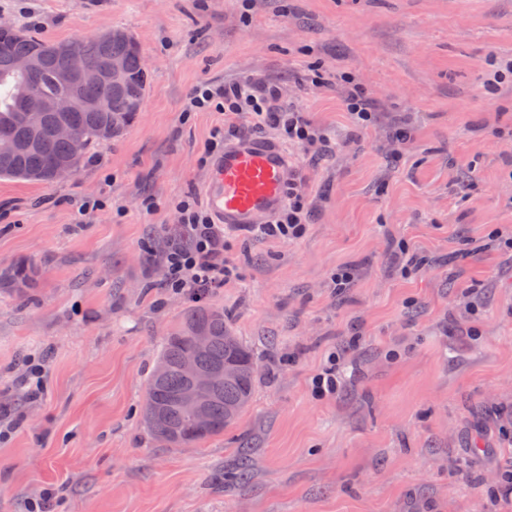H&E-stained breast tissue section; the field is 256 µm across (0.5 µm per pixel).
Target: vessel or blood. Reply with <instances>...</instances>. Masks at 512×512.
Returning a JSON list of instances; mask_svg holds the SVG:
<instances>
[{
	"label": "vessel or blood",
	"instance_id": "b4317fda",
	"mask_svg": "<svg viewBox=\"0 0 512 512\" xmlns=\"http://www.w3.org/2000/svg\"><path fill=\"white\" fill-rule=\"evenodd\" d=\"M288 157L272 141L243 137L225 147L206 186L219 223L238 228L262 223L284 200Z\"/></svg>",
	"mask_w": 512,
	"mask_h": 512
}]
</instances>
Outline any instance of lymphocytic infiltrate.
<instances>
[{
    "label": "lymphocytic infiltrate",
    "instance_id": "1",
    "mask_svg": "<svg viewBox=\"0 0 512 512\" xmlns=\"http://www.w3.org/2000/svg\"><path fill=\"white\" fill-rule=\"evenodd\" d=\"M188 112H218L224 117L210 137L206 156L219 159L229 137L238 132L236 120L247 117L252 128H270L285 146L302 150L310 161H317L330 149L328 133L313 124L294 103L285 100L274 83L244 81L232 84H200L188 94ZM173 207L180 216L177 232L163 258L165 284L176 292L194 288H220L237 277L238 271L225 256L226 230L193 201L180 199ZM306 185L297 172H289L285 201L264 223L249 226L248 231L261 238L282 242L302 239L309 224Z\"/></svg>",
    "mask_w": 512,
    "mask_h": 512
}]
</instances>
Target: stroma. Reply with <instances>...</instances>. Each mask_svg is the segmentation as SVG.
Returning a JSON list of instances; mask_svg holds the SVG:
<instances>
[{"label": "stroma", "instance_id": "35a3bbf8", "mask_svg": "<svg viewBox=\"0 0 512 512\" xmlns=\"http://www.w3.org/2000/svg\"><path fill=\"white\" fill-rule=\"evenodd\" d=\"M0 21L50 40L123 29L149 75L135 124L71 180L0 179V267L38 268L29 300L0 291V421L15 424L0 512L50 488L54 512H512L491 496L512 466V256L489 241L512 232V141L494 136L512 129V78L494 79L512 0H0ZM344 74L377 101L355 143ZM246 78L280 85L336 150L290 152L306 236L234 233L239 276L206 298L259 359L251 405L224 435L166 448L140 414L193 300L165 288L162 250L171 201L204 197L221 120L182 109L196 84ZM99 196L111 208L81 215ZM402 244L422 273L396 269ZM341 267L354 277L337 288ZM334 351L340 389L315 399Z\"/></svg>", "mask_w": 512, "mask_h": 512}]
</instances>
